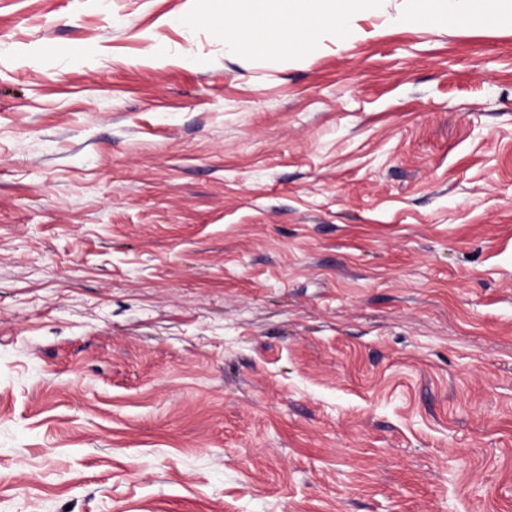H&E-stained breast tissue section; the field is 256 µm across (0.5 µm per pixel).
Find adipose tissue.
I'll list each match as a JSON object with an SVG mask.
<instances>
[{"instance_id": "adipose-tissue-1", "label": "adipose tissue", "mask_w": 512, "mask_h": 512, "mask_svg": "<svg viewBox=\"0 0 512 512\" xmlns=\"http://www.w3.org/2000/svg\"><path fill=\"white\" fill-rule=\"evenodd\" d=\"M292 0H225L221 32L229 54L248 56L280 48L304 59L318 55L327 39L361 36L359 19L378 13L381 0H319L298 16ZM396 23L444 29L465 23L512 28V0H403Z\"/></svg>"}]
</instances>
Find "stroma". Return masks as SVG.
Returning a JSON list of instances; mask_svg holds the SVG:
<instances>
[{
	"label": "stroma",
	"mask_w": 512,
	"mask_h": 512,
	"mask_svg": "<svg viewBox=\"0 0 512 512\" xmlns=\"http://www.w3.org/2000/svg\"><path fill=\"white\" fill-rule=\"evenodd\" d=\"M223 9L0 0V512H512V31ZM295 0H225L224 50L248 56L280 48L303 59L318 55L326 39L353 40L363 31L356 22L378 13L382 0H314L318 8L297 16L291 10ZM263 30L257 40L254 30ZM288 31V37L286 32Z\"/></svg>",
	"instance_id": "obj_1"
}]
</instances>
